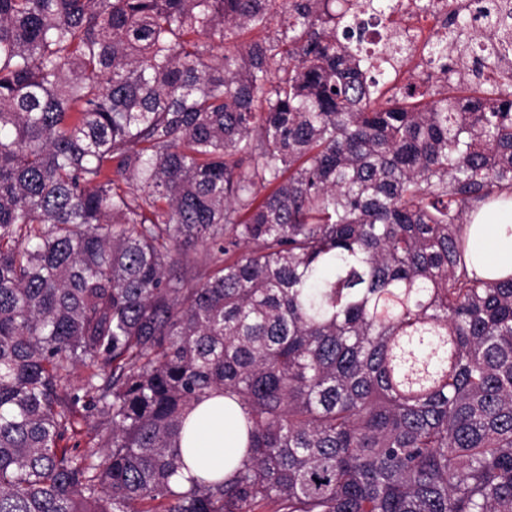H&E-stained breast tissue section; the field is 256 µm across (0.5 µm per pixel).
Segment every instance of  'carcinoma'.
<instances>
[{"instance_id":"1","label":"carcinoma","mask_w":512,"mask_h":512,"mask_svg":"<svg viewBox=\"0 0 512 512\" xmlns=\"http://www.w3.org/2000/svg\"><path fill=\"white\" fill-rule=\"evenodd\" d=\"M340 2L0 0V512H512V35L388 87ZM470 240V270L482 277L512 275V199L485 205L472 215ZM189 438L183 444L186 468L175 480L187 484L190 478H214L227 472L229 457L242 452L236 418L224 414V397L209 400L195 410L188 420Z\"/></svg>"}]
</instances>
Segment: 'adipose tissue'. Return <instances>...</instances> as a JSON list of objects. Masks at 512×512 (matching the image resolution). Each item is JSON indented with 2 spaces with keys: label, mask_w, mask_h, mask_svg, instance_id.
Masks as SVG:
<instances>
[{
  "label": "adipose tissue",
  "mask_w": 512,
  "mask_h": 512,
  "mask_svg": "<svg viewBox=\"0 0 512 512\" xmlns=\"http://www.w3.org/2000/svg\"><path fill=\"white\" fill-rule=\"evenodd\" d=\"M471 270L482 277L512 275V199L483 206L471 217ZM190 435L183 444L185 468L176 480L214 478L227 471L229 457L242 452L236 420L227 418L217 397L195 410L188 420Z\"/></svg>",
  "instance_id": "ef3b65f1"
}]
</instances>
